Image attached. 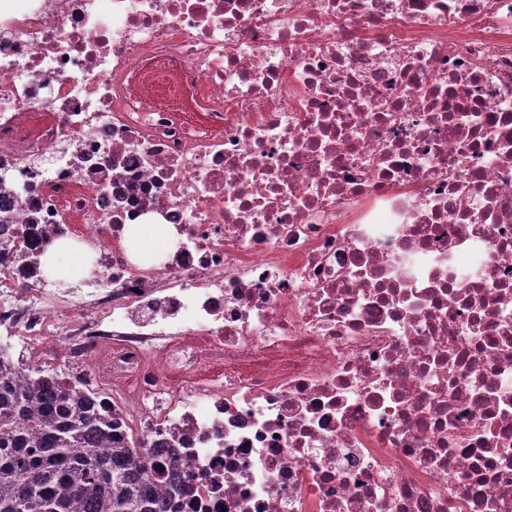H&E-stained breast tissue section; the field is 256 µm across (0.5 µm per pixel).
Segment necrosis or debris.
Wrapping results in <instances>:
<instances>
[{"mask_svg": "<svg viewBox=\"0 0 512 512\" xmlns=\"http://www.w3.org/2000/svg\"><path fill=\"white\" fill-rule=\"evenodd\" d=\"M1 336L179 512H512V0H0ZM141 236L135 238L134 246L139 250H159L165 247L167 238L165 236L162 225L160 224H140Z\"/></svg>", "mask_w": 512, "mask_h": 512, "instance_id": "necrosis-or-debris-1", "label": "necrosis or debris"}]
</instances>
